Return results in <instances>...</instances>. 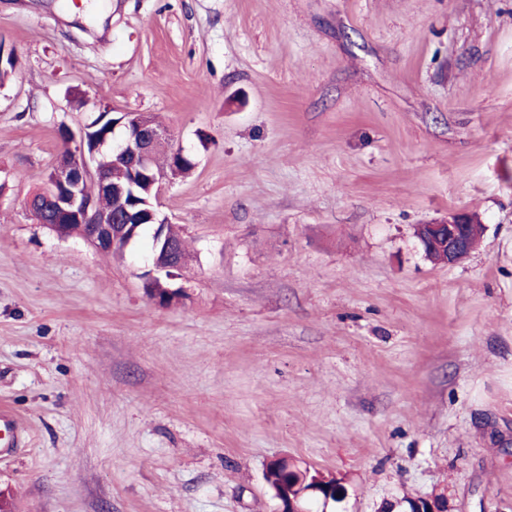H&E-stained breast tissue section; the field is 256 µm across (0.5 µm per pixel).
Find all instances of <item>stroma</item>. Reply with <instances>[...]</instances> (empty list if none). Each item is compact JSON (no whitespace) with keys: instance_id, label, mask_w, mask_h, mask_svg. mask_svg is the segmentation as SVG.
Returning a JSON list of instances; mask_svg holds the SVG:
<instances>
[{"instance_id":"1","label":"stroma","mask_w":512,"mask_h":512,"mask_svg":"<svg viewBox=\"0 0 512 512\" xmlns=\"http://www.w3.org/2000/svg\"><path fill=\"white\" fill-rule=\"evenodd\" d=\"M0 0V461L15 512H273L278 458L347 512H512V0ZM141 112L194 168L190 258L146 294L24 207L59 125ZM476 213L427 260L416 225ZM481 223L475 214L459 211L448 214V219L421 225L418 240L425 257L435 264L455 265L472 251L470 231ZM424 239L432 240L434 248L429 250ZM25 428L18 419L6 410L0 411V459H8L14 447L21 441Z\"/></svg>"}]
</instances>
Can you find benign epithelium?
I'll list each match as a JSON object with an SVG mask.
<instances>
[{"instance_id": "7a95c632", "label": "benign epithelium", "mask_w": 512, "mask_h": 512, "mask_svg": "<svg viewBox=\"0 0 512 512\" xmlns=\"http://www.w3.org/2000/svg\"><path fill=\"white\" fill-rule=\"evenodd\" d=\"M65 143L77 139L79 145L65 159L53 167L44 188L57 216L75 224L88 225L81 234L100 251L126 248L132 243L141 224L154 226L152 257L145 271L146 284L161 278L173 280L185 265L187 257L173 255L168 240L167 218L161 216L158 200L170 182L168 175L155 170L151 165V148L166 138L165 130L149 116L124 112L120 118L110 117V112H100V119L79 129V134L63 126ZM112 155H120L128 162L131 181L123 185L112 180L104 163ZM148 184L150 197L141 201L133 190L135 183ZM128 197L123 203L124 212L114 214L102 205L105 197ZM480 223L472 213L459 211L448 214V218L421 226L419 243L430 239L433 249L423 248L425 257L435 264L455 265L471 252L470 231ZM318 479L309 481L303 492L281 500L280 491L273 487V497L278 499L277 512H308L301 503L305 492H323Z\"/></svg>"}]
</instances>
